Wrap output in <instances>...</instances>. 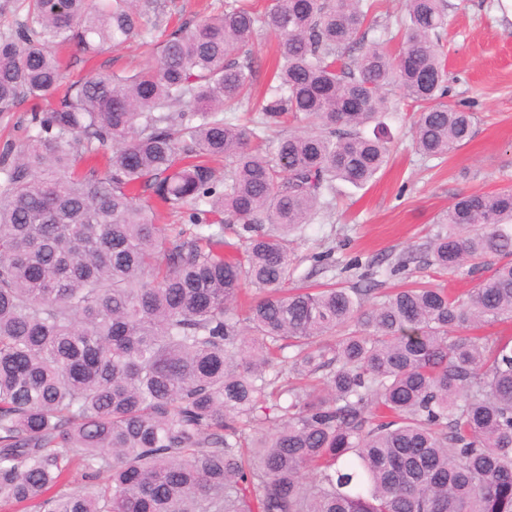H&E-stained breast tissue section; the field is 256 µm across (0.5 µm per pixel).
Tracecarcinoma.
I'll return each mask as SVG.
<instances>
[{
    "mask_svg": "<svg viewBox=\"0 0 512 512\" xmlns=\"http://www.w3.org/2000/svg\"><path fill=\"white\" fill-rule=\"evenodd\" d=\"M0 35V502L39 512H512V188L458 194L425 265L492 274L286 288L289 236L389 163L399 88L427 160L469 141L448 103V0H224L169 31L139 0H26ZM281 39L275 84L233 56ZM133 37L156 67L51 99L58 51ZM250 106L245 124L226 113ZM313 127L252 146L288 117ZM112 144L105 170L85 156ZM178 224H157L156 211ZM292 354H285L286 350ZM29 106V102H23L17 108V112H11L3 116L0 114V146L8 138H15L16 140H23L25 138L26 132L23 128H18L15 123L24 117Z\"/></svg>",
    "mask_w": 512,
    "mask_h": 512,
    "instance_id": "cac0c4a2",
    "label": "carcinoma"
}]
</instances>
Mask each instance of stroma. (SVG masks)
Returning <instances> with one entry per match:
<instances>
[{"label":"stroma","instance_id":"stroma-1","mask_svg":"<svg viewBox=\"0 0 512 512\" xmlns=\"http://www.w3.org/2000/svg\"><path fill=\"white\" fill-rule=\"evenodd\" d=\"M217 2L156 0L149 19L162 25L196 22ZM446 39L454 77L448 101L474 112L472 139L444 161H427L413 147L410 111L395 114L389 122L392 157L387 168L361 189L338 184L336 206L297 234L293 284L355 286L378 259L384 262L375 278L379 294L420 280L465 294L489 275L486 267L471 275H440L417 258L457 193L512 186V19L501 14L499 0H448ZM63 57L64 80L70 83L98 71L153 67L159 52L135 38L89 63L73 47ZM326 253L336 265L323 272L317 258Z\"/></svg>","mask_w":512,"mask_h":512}]
</instances>
